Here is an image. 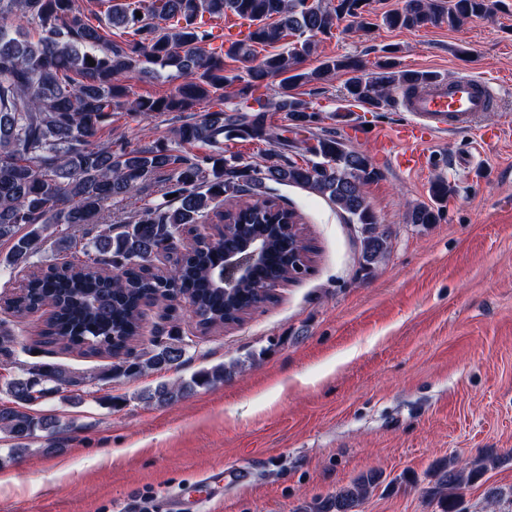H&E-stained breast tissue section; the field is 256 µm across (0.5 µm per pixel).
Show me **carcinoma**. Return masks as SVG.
Wrapping results in <instances>:
<instances>
[{
	"label": "carcinoma",
	"mask_w": 512,
	"mask_h": 512,
	"mask_svg": "<svg viewBox=\"0 0 512 512\" xmlns=\"http://www.w3.org/2000/svg\"><path fill=\"white\" fill-rule=\"evenodd\" d=\"M75 2L0 0V241L11 243L6 266L27 267L52 226L69 250L78 243L71 230L103 223L113 199L151 185L164 194L163 201L133 211L118 232L107 227L83 243L82 250L95 256L93 263L37 278L26 293L7 301L18 313L37 302L49 303L52 312L43 331L48 341L89 354L105 353L115 359L112 370L117 375L178 366L185 346L176 326L166 340H152L149 356L136 358L131 368L127 356L141 336L145 302L168 282L148 273L149 266L154 257L176 248L179 229L226 219L266 226L272 257L261 279L283 283L298 277L288 259V240L299 234L294 226L298 214L257 193L266 180L309 190L336 206L344 223L355 225L364 267L385 255L387 236L365 193L379 170L365 153L348 148L336 136L312 131L317 110L293 94L299 85L347 74L344 97L382 110L394 101V93L408 94L431 76L403 68L391 47L382 49L375 71L369 73L360 58L349 55L327 56L314 69H301L320 41L335 37L340 22L372 28L368 0H123L112 8V25L132 29L134 38L103 48V35L77 12ZM495 5L496 0H403L401 8L383 14L381 21L406 30L442 23L458 27L490 14ZM228 10L249 23L245 40L220 52L206 49L209 34L201 29L203 17L222 18ZM12 16L33 25L37 39L11 37L7 20ZM276 44L281 45L278 51L258 56L257 47ZM226 57L241 62L245 75L227 72ZM167 68L185 79L175 91L131 97L129 79ZM273 83L278 87L274 97L260 92ZM234 85L233 106L172 131L180 144L206 143L213 148L210 155L174 154L163 139L137 148L91 141L116 110L143 116L188 112L201 100L223 97L224 89ZM272 111L285 112L291 126L310 130L314 143L274 132L267 123ZM233 138L264 142L269 148L256 161L226 155L224 141ZM299 149L310 154L302 164L292 158ZM450 193L447 180L434 178L435 205L412 207L408 223H437ZM259 203L264 207L257 212ZM22 227L29 231L19 234ZM220 266L221 252L201 242L182 269L172 272L192 298L191 316L208 329L241 321L258 296L250 286L227 296L213 287L209 270ZM226 375L225 367H215L175 388L162 385L148 398L167 404ZM71 382L73 376L64 369L44 364L7 384L11 401L0 405V432L15 441L16 451H25L36 431L56 429L54 421L32 415L30 406L56 393V385ZM500 461V456L485 453L470 462H438L431 468L432 485L425 495L440 512H459V490ZM380 480L379 473L359 475L306 512H355Z\"/></svg>",
	"instance_id": "1"
}]
</instances>
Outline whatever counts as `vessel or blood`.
Returning <instances> with one entry per match:
<instances>
[{"mask_svg":"<svg viewBox=\"0 0 512 512\" xmlns=\"http://www.w3.org/2000/svg\"><path fill=\"white\" fill-rule=\"evenodd\" d=\"M496 100V92L489 83L469 76L453 81L436 79L415 93L405 96L402 106L411 120L402 130L408 148L401 154L405 168L419 167L423 153L414 150V143L424 141L426 135L460 129H473L476 118L489 110ZM248 472L243 466L212 469L203 475L199 483L210 489H223L225 483L246 482Z\"/></svg>","mask_w":512,"mask_h":512,"instance_id":"b4317fda","label":"vessel or blood"}]
</instances>
